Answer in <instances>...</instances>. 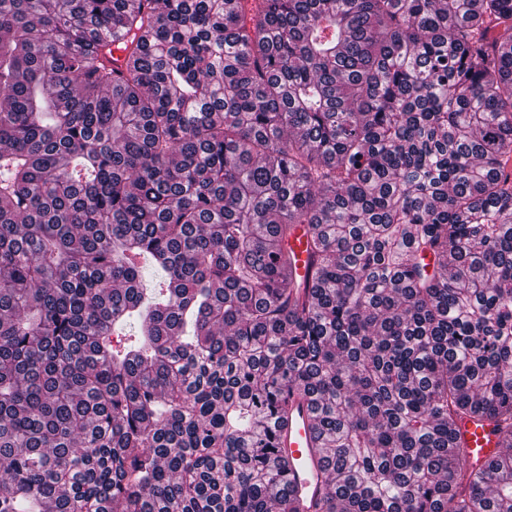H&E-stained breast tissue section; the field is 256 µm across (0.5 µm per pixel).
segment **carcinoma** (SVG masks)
I'll return each mask as SVG.
<instances>
[{
	"instance_id": "carcinoma-1",
	"label": "carcinoma",
	"mask_w": 512,
	"mask_h": 512,
	"mask_svg": "<svg viewBox=\"0 0 512 512\" xmlns=\"http://www.w3.org/2000/svg\"><path fill=\"white\" fill-rule=\"evenodd\" d=\"M295 394L321 512H512V0H0V512H296ZM311 424L307 400L297 398L288 410V425L278 434L279 456L288 462L287 482L297 512H320L327 493L319 457L312 456L307 447ZM501 433L493 425L474 422L465 418L457 424L456 444L468 465L475 470L482 469L498 452Z\"/></svg>"
}]
</instances>
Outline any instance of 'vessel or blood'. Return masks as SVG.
Returning a JSON list of instances; mask_svg holds the SVG:
<instances>
[{
	"label": "vessel or blood",
	"instance_id": "vessel-or-blood-1",
	"mask_svg": "<svg viewBox=\"0 0 512 512\" xmlns=\"http://www.w3.org/2000/svg\"><path fill=\"white\" fill-rule=\"evenodd\" d=\"M312 417L309 408L290 407L288 423L278 434L279 455L288 463L286 473L297 512H319L327 493L320 463L307 447ZM501 434L493 425L463 419L456 442L468 465L483 468L500 450Z\"/></svg>",
	"mask_w": 512,
	"mask_h": 512
}]
</instances>
